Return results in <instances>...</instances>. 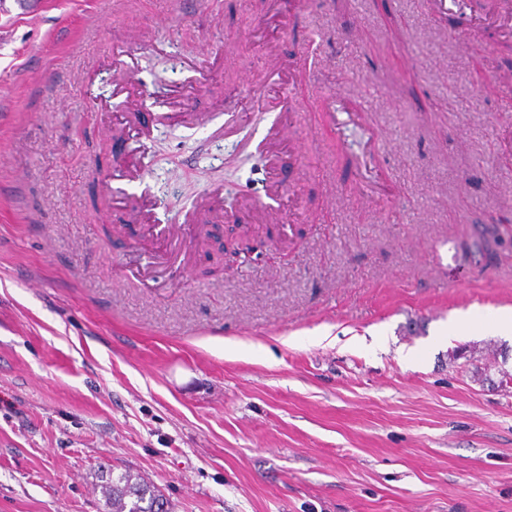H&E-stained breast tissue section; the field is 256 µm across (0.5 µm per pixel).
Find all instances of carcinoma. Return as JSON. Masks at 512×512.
<instances>
[{"mask_svg":"<svg viewBox=\"0 0 512 512\" xmlns=\"http://www.w3.org/2000/svg\"><path fill=\"white\" fill-rule=\"evenodd\" d=\"M101 493L106 512H171L167 499L156 486L129 469L118 474L112 470L106 473Z\"/></svg>","mask_w":512,"mask_h":512,"instance_id":"obj_1","label":"carcinoma"}]
</instances>
